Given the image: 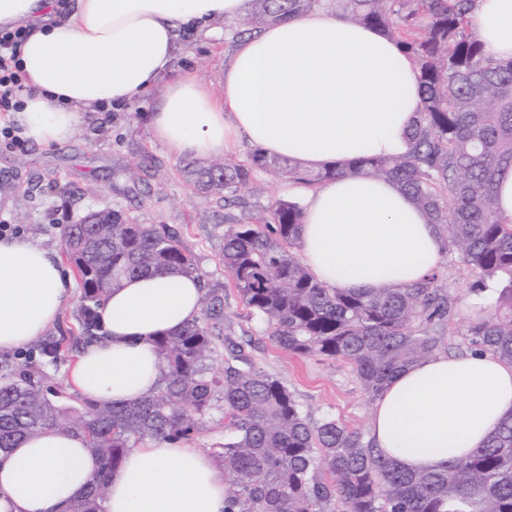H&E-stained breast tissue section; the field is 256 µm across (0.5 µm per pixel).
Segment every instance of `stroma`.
<instances>
[{"mask_svg": "<svg viewBox=\"0 0 512 512\" xmlns=\"http://www.w3.org/2000/svg\"><path fill=\"white\" fill-rule=\"evenodd\" d=\"M232 53L229 31L218 24L208 37L188 40L177 65L195 73L215 96L224 93L223 74ZM156 96L111 110L86 113L69 140L21 147L0 143V222L22 229L42 225L34 242L49 250L62 249L59 227L75 221L92 207L123 210L140 224H167L211 280L225 284V334L252 340L257 368L280 377L311 421L333 416L351 427L369 430L373 404L352 368L325 357L298 358L279 348L265 327L249 318L220 262L224 231L241 208L222 199L196 195L183 178L186 155L154 139L146 116ZM153 162L142 182L126 180L127 168L143 155ZM472 277L458 262L448 264V291L454 300L453 332L445 336L448 355H461L463 328L478 297Z\"/></svg>", "mask_w": 512, "mask_h": 512, "instance_id": "stroma-1", "label": "stroma"}]
</instances>
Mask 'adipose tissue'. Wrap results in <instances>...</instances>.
<instances>
[{
  "mask_svg": "<svg viewBox=\"0 0 512 512\" xmlns=\"http://www.w3.org/2000/svg\"><path fill=\"white\" fill-rule=\"evenodd\" d=\"M251 0H0V28L28 22L21 62L29 94L16 115L32 142H66L84 113L160 89L153 136L184 155H221L247 142L305 167L369 153L402 154L419 110L413 64L378 31L318 11L238 42L214 98L190 71L174 72L183 37L243 18ZM473 21L498 58H512V0H477ZM299 251L321 281L342 288L413 284L442 264V239L393 183L344 175L308 191ZM72 279L56 253L0 239V350L34 343L58 318ZM193 276L125 282L100 310L106 332L69 382L84 400L129 403L161 373L153 341L197 318ZM512 415V365L488 354L419 362L375 401L377 447L408 470L447 465L482 447ZM99 469L83 438L48 428L0 454V512H63ZM225 480L209 457L175 441L131 449L109 484L107 512H224Z\"/></svg>",
  "mask_w": 512,
  "mask_h": 512,
  "instance_id": "obj_1",
  "label": "adipose tissue"
}]
</instances>
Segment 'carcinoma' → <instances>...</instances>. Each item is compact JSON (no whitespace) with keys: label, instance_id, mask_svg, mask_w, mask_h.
<instances>
[{"label":"carcinoma","instance_id":"1","mask_svg":"<svg viewBox=\"0 0 512 512\" xmlns=\"http://www.w3.org/2000/svg\"><path fill=\"white\" fill-rule=\"evenodd\" d=\"M251 2L248 16L229 25L236 42L270 23L326 10L399 43L420 96L411 147L318 171L255 149L244 163L189 162L186 182L226 202L240 199L258 172L309 189L345 172L392 182L429 215L475 286L502 284L490 311L471 318L463 336L471 350L512 364V224L496 214L498 177L512 170V59L487 48L471 19L476 0ZM303 221L295 200L249 210L224 231V272L278 347L350 365L374 401L397 373L441 353L453 313L448 275L436 270L378 290L331 286L298 252ZM61 239L80 284L78 336L51 332L35 349L0 358V453L47 428L81 435L101 472L67 512H106L108 477L132 448L190 441L217 413L224 443L212 455L227 481L224 512H512V417L446 468L405 470L361 429L331 416L311 421L280 379L224 336L223 287L209 281L176 229L135 224L109 208L95 224L61 225ZM156 273L196 277L202 298L198 318L154 340L162 368L153 392L133 404L86 401L76 419L62 421L46 366L104 336L98 310L112 291Z\"/></svg>","mask_w":512,"mask_h":512}]
</instances>
